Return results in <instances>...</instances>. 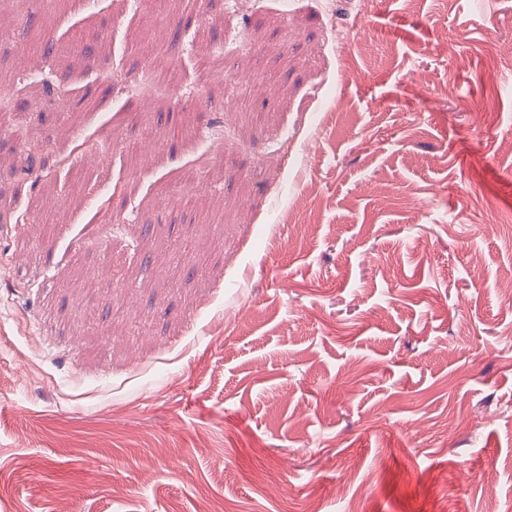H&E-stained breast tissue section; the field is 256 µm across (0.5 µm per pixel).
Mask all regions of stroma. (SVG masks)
<instances>
[{"mask_svg": "<svg viewBox=\"0 0 512 512\" xmlns=\"http://www.w3.org/2000/svg\"><path fill=\"white\" fill-rule=\"evenodd\" d=\"M494 45L512 0H0V512H512Z\"/></svg>", "mask_w": 512, "mask_h": 512, "instance_id": "35a3bbf8", "label": "stroma"}]
</instances>
